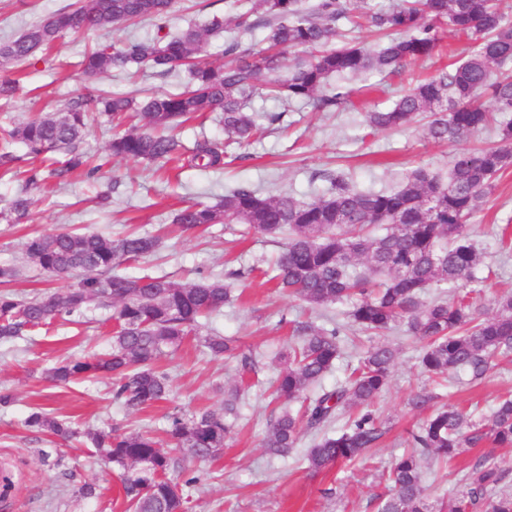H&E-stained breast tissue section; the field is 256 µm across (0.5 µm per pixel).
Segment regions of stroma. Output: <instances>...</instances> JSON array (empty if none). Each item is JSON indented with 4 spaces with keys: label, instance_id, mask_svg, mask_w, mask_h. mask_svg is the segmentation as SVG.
Masks as SVG:
<instances>
[{
    "label": "stroma",
    "instance_id": "obj_1",
    "mask_svg": "<svg viewBox=\"0 0 512 512\" xmlns=\"http://www.w3.org/2000/svg\"><path fill=\"white\" fill-rule=\"evenodd\" d=\"M71 0H0V40L20 34L29 25L70 4ZM224 0H177L169 18L171 30L202 24L223 15ZM149 22L109 28L98 33L68 34L50 52L37 54L21 65L20 88L8 100H0V124L22 122L42 112L80 100L89 93L144 97L174 92L186 81L184 72L166 76L142 73L131 80L113 73L98 80L86 78L78 62L84 49L100 41L155 36ZM447 51L435 58L405 66L398 77L369 72L343 78L352 91L349 105L319 112L313 105L255 97L250 111H286L288 126L268 131L248 145L234 149L221 170L183 168L163 176L143 161L109 157L107 145L120 128L92 127L80 148L101 160L103 168L91 176L69 175L47 186L28 218L21 224L0 223V262L15 264L18 279L8 291L27 297L39 291L76 285L78 276L52 278L32 268L22 245L28 235L71 229L116 236L129 230L160 235L157 251L146 259L121 266V274L146 273L169 276L183 283L198 275H221L244 270L236 281L233 303L225 306L208 325L221 335L235 338L241 351L256 361L254 380L242 379L239 361L204 353L199 337L186 340L165 362L172 393L159 406L129 412L112 399V386L104 379H81L67 385L47 380L44 372L57 361L73 356L103 354L111 348L109 311L88 308L80 322L56 324L33 336L0 345V512H126L120 470L103 461L90 442L65 441L34 432L24 425L34 411L71 422L83 430L113 427L124 432L151 431L168 443V414L224 405V390L241 394L238 423L222 453L213 459H185L187 476L199 483L189 491L188 512H377L379 498L388 488L382 476L395 455L409 447V434L422 414L408 400L433 382L421 370L422 341L404 327L382 334V341L398 350L390 385L372 405L385 431L376 448L364 457L311 472L304 459L313 437L304 435L301 445L285 457L267 454L263 439L274 406L266 389L277 370L275 353L288 343L295 324L312 322L327 327L346 326L349 338L343 356L322 381L332 388L356 365L370 341L350 327L347 307L336 304L310 308L279 293L267 283L262 268L272 264L282 241L252 233L240 238L234 224H215L202 235H179L171 220L175 210L197 203H219L227 190L246 185L262 195L283 193L308 201L324 194L327 178L347 173L362 190L390 189L402 175L422 166L448 172L456 155L465 148L493 146L496 129H488L466 143L428 141L422 123L399 131H371L367 110L389 108L408 79L423 78L459 59L468 40L446 32ZM469 237L481 254L470 279L459 286L430 289L427 300H456L468 296L479 313L496 310L498 297L512 291V167L502 172L492 191L481 201L469 228ZM440 401L469 409L473 419L489 415L498 397L512 392V360H502L477 385L466 372L438 388ZM495 463L505 473L498 490L512 494V448L486 444L466 449L454 460L423 461L424 481L430 502H437L461 486L463 476L481 459ZM92 483L96 494L82 496V485Z\"/></svg>",
    "mask_w": 512,
    "mask_h": 512
}]
</instances>
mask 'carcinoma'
Instances as JSON below:
<instances>
[{"mask_svg": "<svg viewBox=\"0 0 512 512\" xmlns=\"http://www.w3.org/2000/svg\"><path fill=\"white\" fill-rule=\"evenodd\" d=\"M172 6L173 0H76L0 42V65L5 66L30 60L65 33H93L150 20L156 36L97 44L79 62L83 74L133 76L144 69L162 76L180 69L188 73V83L179 92L140 99L100 92L8 131L0 167L9 172L22 161L9 150L18 142L26 156L45 168L23 171L24 186L5 200L0 219L11 224L26 219L47 179L79 169L90 174L98 170L89 166L78 143L100 115L118 125L130 114L138 120L137 126L110 141L113 157L220 169L226 149L250 141L260 131L256 116L247 111L258 90H266L272 99L335 110L347 103L348 93L329 83L332 76L372 70L397 74L403 63L434 55L442 42L440 25L446 21L456 35L473 41L469 56L403 89L392 108L366 113V123L396 130L427 114L424 136L429 140L453 144L494 126L499 145L461 153L446 176L417 167L397 187L384 191L360 190L340 174L329 177L326 194L310 201L289 194L262 196L240 185L214 206L197 203L178 210L173 223L187 234L224 223L283 237L284 250L272 276L282 293L316 307L346 304L350 323L364 331L379 333L405 325L426 341L420 366L438 384L457 370L478 381L494 358L512 354V293L501 295L496 312L484 318L463 299L422 300L433 286L471 277L480 255L467 226L494 177L512 165V76L507 74L512 67V19L497 0H392L357 15L350 0H316L309 7L303 0H228L224 17L177 33L167 31ZM344 23L387 42L376 51L351 41L337 46ZM223 28L239 33L262 28L267 48L253 52L234 38L224 46L231 63L214 65L204 58L203 45L207 36ZM486 97L490 109L484 105ZM209 112L222 113L224 142L204 140L187 152L174 131ZM158 246L159 238L137 233L111 237L58 231L27 237L24 255L34 268L56 276L80 272L82 278L74 288L30 298L0 292V342L12 343L41 326L70 321L90 305L111 308V350L64 361L50 368L47 377L57 384L108 377L114 398L134 411L166 400L171 384L160 370L161 361L233 301L238 273L185 283L116 273ZM298 332L299 340L288 346L284 366L270 381L283 408L271 420L263 447L285 456L299 447L305 434H314L316 441L305 460L310 470L319 472L378 446L383 430L369 407L389 384L397 349L372 345L347 382L327 389L320 383L342 355V328L310 323ZM202 346L215 357L237 350L234 339L218 334H206ZM436 399L428 389L410 398L413 409L429 414L411 433L413 450L397 456L387 471L392 494L380 501L379 512H432L425 496L423 455L450 460L485 439L499 448L512 447V396L501 397L478 423L454 406H434ZM297 400L301 408L288 410V403ZM345 408L355 409L350 425L328 433ZM237 418L232 400L224 403L222 412L168 417L167 434L176 451L214 458ZM24 424L64 440L80 436L68 422L41 411L28 415ZM85 437L105 461L123 469L122 489L131 512H183L188 502L183 487L196 485L198 478L180 480V458L150 433L97 430L85 432ZM501 481L496 465L485 460L475 464L464 485L448 497L443 512H473ZM487 512H512V494L487 500Z\"/></svg>", "mask_w": 512, "mask_h": 512, "instance_id": "cac0c4a2", "label": "carcinoma"}]
</instances>
